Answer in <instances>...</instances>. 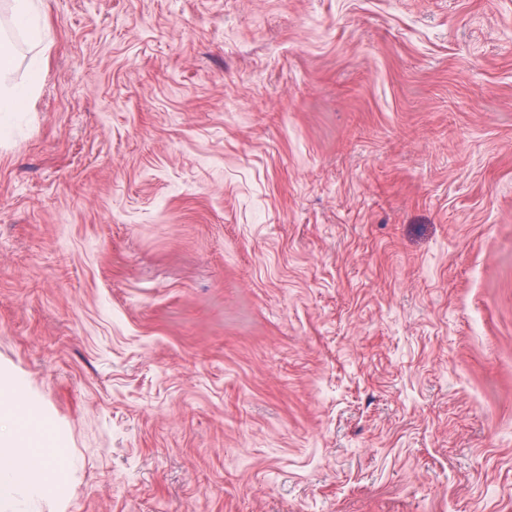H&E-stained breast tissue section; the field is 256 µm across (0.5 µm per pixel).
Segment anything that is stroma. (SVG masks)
Wrapping results in <instances>:
<instances>
[{
    "label": "stroma",
    "mask_w": 512,
    "mask_h": 512,
    "mask_svg": "<svg viewBox=\"0 0 512 512\" xmlns=\"http://www.w3.org/2000/svg\"><path fill=\"white\" fill-rule=\"evenodd\" d=\"M0 374L67 512H512V0H40Z\"/></svg>",
    "instance_id": "stroma-1"
}]
</instances>
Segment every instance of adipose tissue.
I'll use <instances>...</instances> for the list:
<instances>
[{"mask_svg":"<svg viewBox=\"0 0 512 512\" xmlns=\"http://www.w3.org/2000/svg\"><path fill=\"white\" fill-rule=\"evenodd\" d=\"M25 390L18 382L0 383V419L14 418L0 435V512H14L21 492L50 497L56 512H66L72 482L59 463L60 445L44 438V424L32 416H16L15 405Z\"/></svg>","mask_w":512,"mask_h":512,"instance_id":"adipose-tissue-1","label":"adipose tissue"}]
</instances>
